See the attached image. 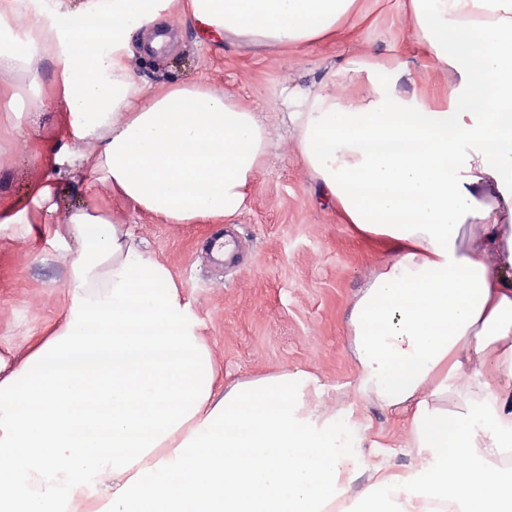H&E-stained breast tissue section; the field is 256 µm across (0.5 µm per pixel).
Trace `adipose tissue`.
Here are the masks:
<instances>
[{"instance_id":"adipose-tissue-1","label":"adipose tissue","mask_w":512,"mask_h":512,"mask_svg":"<svg viewBox=\"0 0 512 512\" xmlns=\"http://www.w3.org/2000/svg\"><path fill=\"white\" fill-rule=\"evenodd\" d=\"M355 0H0V135L24 136L13 77L47 67L55 136L25 198L0 195V237L72 243L62 320L27 356H0V512H512V0H410L417 38L454 84L419 103L408 63L390 80L347 61L363 98L307 90L288 118L319 197L385 237L391 264L351 305L360 402L409 416L415 466L371 462L356 410L328 412L306 372L217 390L216 364L169 266L96 207L40 213L59 173L93 179L165 224L241 214L266 154L254 112L199 80L154 92L132 65L190 19L202 41L303 45ZM453 395L455 411L439 404Z\"/></svg>"}]
</instances>
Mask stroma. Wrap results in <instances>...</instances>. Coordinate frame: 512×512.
Segmentation results:
<instances>
[{
	"mask_svg": "<svg viewBox=\"0 0 512 512\" xmlns=\"http://www.w3.org/2000/svg\"><path fill=\"white\" fill-rule=\"evenodd\" d=\"M408 0H356L333 37L300 46H225L203 49L189 20L175 18L179 38L154 61H136L149 89L182 79L207 82L256 112L269 133L262 168L248 189L242 213L229 222L239 259L227 265L210 253L214 224H165L138 211L105 188H86L59 179V212L98 206L130 224L153 254L171 269L182 295L201 324L221 381L236 382L303 370L323 387L327 410L355 400L356 364L350 352L347 314L356 294L390 263L380 238L364 236L344 223L336 209L312 195V177L297 146L282 98L336 73L335 92L363 97L367 81H349L339 70L365 54L382 71L408 62L419 100L445 103L450 72L434 61L407 21ZM44 77L14 78L16 108L25 129L50 135L53 116L39 106ZM32 145L0 141V163L11 178L0 191L23 197L41 174ZM67 245L60 240L31 245L0 237V353L24 356L62 316L67 301ZM363 432L376 446L370 455L395 468L413 466L401 443L405 416L376 406L364 408Z\"/></svg>",
	"mask_w": 512,
	"mask_h": 512,
	"instance_id": "obj_1",
	"label": "stroma"
}]
</instances>
